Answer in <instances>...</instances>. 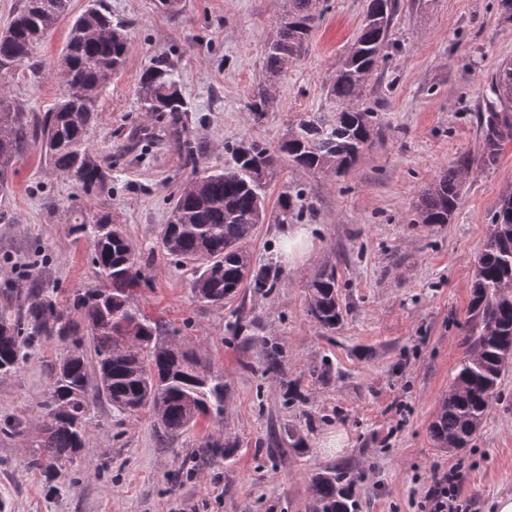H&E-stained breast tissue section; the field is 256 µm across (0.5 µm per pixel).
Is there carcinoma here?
Masks as SVG:
<instances>
[{
	"label": "carcinoma",
	"mask_w": 512,
	"mask_h": 512,
	"mask_svg": "<svg viewBox=\"0 0 512 512\" xmlns=\"http://www.w3.org/2000/svg\"><path fill=\"white\" fill-rule=\"evenodd\" d=\"M313 0H286L275 39L265 46L266 69L276 74L296 59L316 27ZM70 0H24L23 7L0 35V69L31 58L33 50L68 14ZM397 0H369L364 21L336 70L330 85L334 112H310L295 124L297 135L280 152L307 169L347 172L365 150L375 122L374 110L360 103L361 90L388 45ZM125 27L112 23L102 8L92 6L69 29L61 65L67 92L40 120L45 159L84 192L104 185L110 168L93 152L88 132L97 117V101L125 66ZM492 97L479 113L481 133L477 156H461L419 195L417 215L423 224H447L457 209L462 172L479 164H497L502 146L512 141V63L501 65L489 83ZM138 98L146 112L168 116L175 123L188 111L170 62L159 57L145 69ZM271 98L258 89L249 110L262 115ZM24 113L0 93V182L28 142ZM234 166L198 169L174 199L159 240L162 251L194 269L191 287L201 303L221 305L247 285L268 295L277 286L280 267L258 266L249 244L266 219L263 180L274 169L270 150L255 142L233 147ZM76 230L94 237L93 265L103 286L76 293L59 305L37 286L28 291L15 315L0 314V372L17 369L30 341L66 348L54 365L43 403L42 439L31 464L49 471L71 463L89 447L85 416L90 405L106 399L121 412L146 410L155 418V432L173 438L203 418H224V377L196 354L168 339L160 323L140 312L134 288L142 278L140 254L120 225L102 214L82 221ZM311 313L333 330L342 321L336 269L321 271L312 284ZM89 339L95 367L83 350ZM466 342L473 353L460 365L448 396L430 425L439 448L472 443L487 419L512 352V195L494 212L471 284ZM264 372H283V352L273 342L265 353ZM357 477L339 467L311 480V512H360L354 494Z\"/></svg>",
	"instance_id": "1"
}]
</instances>
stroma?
<instances>
[{"label": "stroma", "instance_id": "1", "mask_svg": "<svg viewBox=\"0 0 512 512\" xmlns=\"http://www.w3.org/2000/svg\"><path fill=\"white\" fill-rule=\"evenodd\" d=\"M95 3L129 38L126 65L101 93L88 133L112 181L84 193L29 140L0 186V311L15 313L35 284L60 302L96 285L93 241L75 226L110 214L141 254L142 312L223 374L224 418L162 445L152 416L102 400L87 414L89 448L46 475L29 460L63 349L33 347L18 370L0 374L5 512H309L312 476L334 465L357 475L362 512H421L435 471L452 466L463 512H491L512 495V365L471 447H436L429 432L468 354L470 284L492 214L512 193V141L495 166L467 175L450 223H417L414 210L427 184L459 156L478 154L483 96L499 65L512 62V15L498 0H398L385 58L361 94L376 111L368 148L342 176L280 159L250 244L257 264L281 263L279 285L266 297L245 287L210 306L195 301L190 270L158 243L174 196L193 165L231 167L241 141L277 150L303 113L331 111L329 86L368 0H319L308 45L275 77L264 47L285 0H180L173 12L157 0H71L29 60L0 70V91L26 117L64 93L57 61L70 20ZM161 55L191 106L175 126L143 112L137 95ZM261 86L273 103L259 117L248 102ZM284 196L293 219L282 224ZM293 230L305 238L291 251ZM38 249L46 262L31 277L25 267ZM331 266L343 320L326 330L310 312V285ZM271 341L283 349L279 376L264 371ZM290 383L300 397L287 408ZM227 435L238 442L233 455L206 456L205 441Z\"/></svg>", "mask_w": 512, "mask_h": 512}]
</instances>
